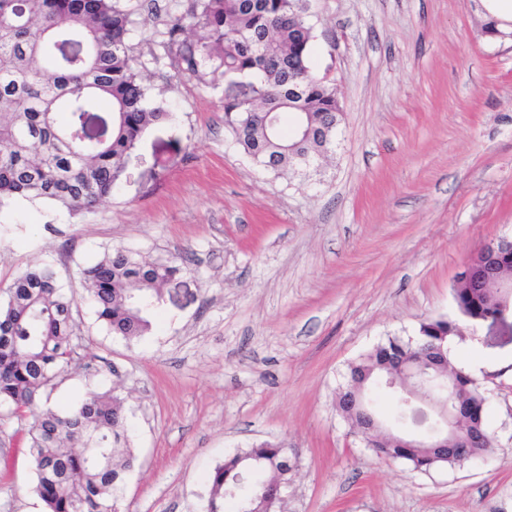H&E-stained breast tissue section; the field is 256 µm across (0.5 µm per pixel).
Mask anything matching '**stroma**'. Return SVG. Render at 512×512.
Segmentation results:
<instances>
[{"mask_svg":"<svg viewBox=\"0 0 512 512\" xmlns=\"http://www.w3.org/2000/svg\"><path fill=\"white\" fill-rule=\"evenodd\" d=\"M141 70L167 102L117 191L90 213L0 208V300L48 262L78 303L77 356L38 406L119 384L135 460L116 512H205L206 476L262 441L294 449L283 512H512V328H462L496 435L488 460L411 470L336 413L349 363L456 316L482 244L512 236V43L467 0H310L315 73L337 87V147L300 176L256 165L224 123V78L175 71L162 20L137 13ZM189 257L152 330L112 335L78 271L105 251ZM27 426L0 422V512L38 497Z\"/></svg>","mask_w":512,"mask_h":512,"instance_id":"35a3bbf8","label":"stroma"}]
</instances>
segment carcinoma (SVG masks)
Listing matches in <instances>:
<instances>
[{"label": "carcinoma", "instance_id": "carcinoma-1", "mask_svg": "<svg viewBox=\"0 0 512 512\" xmlns=\"http://www.w3.org/2000/svg\"><path fill=\"white\" fill-rule=\"evenodd\" d=\"M135 10L126 0H0V207L14 199L52 202L79 214L112 196L127 160L146 129L168 119L164 103L150 93L128 36ZM174 65L191 72L259 76L251 94L224 96V121L237 144L261 167L301 170L303 154L328 155L342 120L337 88L313 70V34L305 0H193L165 20ZM509 31L493 18L481 20L482 36ZM302 88L299 109L288 107V74ZM109 114L105 141L85 135L86 115ZM287 114L290 123L270 125L263 113ZM186 264L174 256L152 261L116 249L81 270L98 319L128 340L151 328L149 311L164 287ZM458 315L420 323L417 338L389 337L348 364L347 385L336 395V412L357 436L360 410L345 402L359 393L374 411L370 392L385 388L396 359L442 349L461 323L492 313V288L458 284ZM77 301L50 264L19 273L0 303V420L30 421L28 448L35 492L46 512H114V500L134 456L125 427V398L116 390L88 393L61 410H34L76 355ZM446 371L467 407L464 426L481 428L489 440L469 449V459L494 448L483 391L468 372L447 361ZM404 390L393 392L391 414L408 425L428 420L406 407ZM379 457L401 460L428 472L461 460L437 459L431 448L406 446L381 435ZM290 449L263 441L224 460L208 476L207 512H276L274 492L288 481Z\"/></svg>", "mask_w": 512, "mask_h": 512}]
</instances>
